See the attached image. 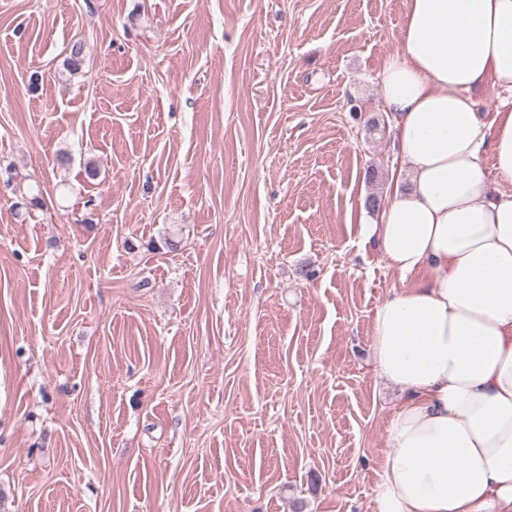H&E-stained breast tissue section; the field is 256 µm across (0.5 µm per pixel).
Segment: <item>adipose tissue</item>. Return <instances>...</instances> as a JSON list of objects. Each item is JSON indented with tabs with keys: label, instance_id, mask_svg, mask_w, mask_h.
<instances>
[{
	"label": "adipose tissue",
	"instance_id": "obj_1",
	"mask_svg": "<svg viewBox=\"0 0 512 512\" xmlns=\"http://www.w3.org/2000/svg\"><path fill=\"white\" fill-rule=\"evenodd\" d=\"M379 85L401 166L363 229L407 285L371 350L406 398L373 512H512V106L472 98L512 92V0H406Z\"/></svg>",
	"mask_w": 512,
	"mask_h": 512
}]
</instances>
